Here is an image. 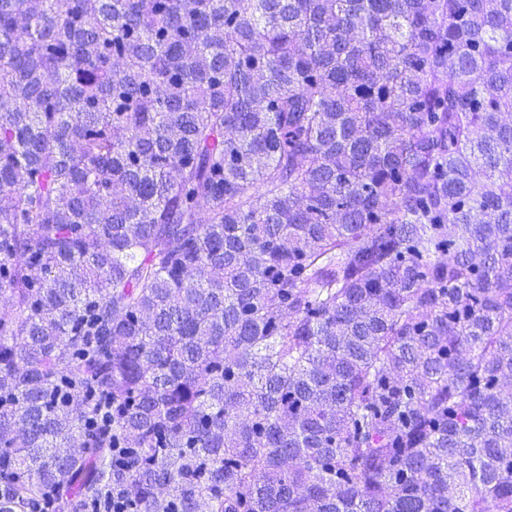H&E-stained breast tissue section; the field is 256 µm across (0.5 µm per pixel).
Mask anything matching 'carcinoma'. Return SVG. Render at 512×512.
<instances>
[{
    "label": "carcinoma",
    "instance_id": "carcinoma-1",
    "mask_svg": "<svg viewBox=\"0 0 512 512\" xmlns=\"http://www.w3.org/2000/svg\"><path fill=\"white\" fill-rule=\"evenodd\" d=\"M0 512H512V0H0Z\"/></svg>",
    "mask_w": 512,
    "mask_h": 512
}]
</instances>
